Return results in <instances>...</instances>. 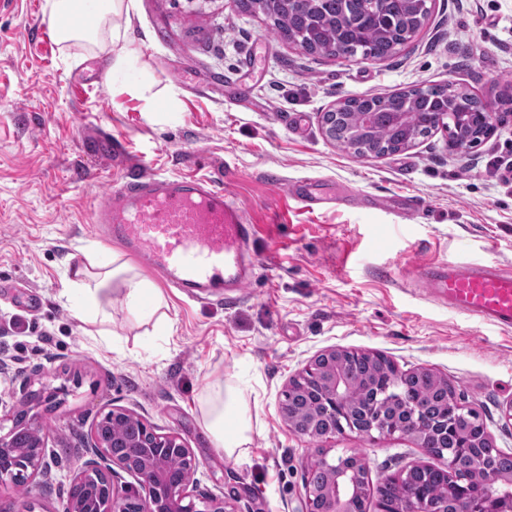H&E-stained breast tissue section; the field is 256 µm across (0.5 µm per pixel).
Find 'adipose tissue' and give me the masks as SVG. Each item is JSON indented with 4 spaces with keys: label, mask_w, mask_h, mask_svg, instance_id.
Returning <instances> with one entry per match:
<instances>
[{
    "label": "adipose tissue",
    "mask_w": 512,
    "mask_h": 512,
    "mask_svg": "<svg viewBox=\"0 0 512 512\" xmlns=\"http://www.w3.org/2000/svg\"><path fill=\"white\" fill-rule=\"evenodd\" d=\"M74 7L80 9L86 22L61 29L58 33L60 42L108 47L112 55V71L128 69L135 59L136 50L120 26L113 23L114 18L124 11V0H46L49 18L54 22ZM112 281L120 282L122 301L134 316L146 322L155 321L159 326L168 325L169 319L164 311L166 302L160 289L125 264L97 272L76 271L60 299L67 303L79 295L90 308L99 309V295ZM202 412L215 447L229 457L240 455L250 443L252 433L250 408L241 392L231 385H214L205 396Z\"/></svg>",
    "instance_id": "1"
}]
</instances>
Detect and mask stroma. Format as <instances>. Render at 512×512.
<instances>
[{
  "label": "stroma",
  "instance_id": "1",
  "mask_svg": "<svg viewBox=\"0 0 512 512\" xmlns=\"http://www.w3.org/2000/svg\"><path fill=\"white\" fill-rule=\"evenodd\" d=\"M44 0L0 11V413L24 393L57 389L29 409L49 433L50 469L26 490L0 485V512H63L103 410L135 412L178 432L198 462L192 490L234 499L237 512H303L315 448L281 415L289 379L331 347L380 352L399 369L447 376L497 447L512 448L500 410L512 402V329L434 301L415 284L431 261L495 260L512 268V117L474 149L442 131L385 155L327 139L337 101L452 82L497 102L512 89V0H432L417 35L388 59L309 55L235 0H125L119 23L139 53L110 75L108 53L50 48ZM144 173L208 176L259 233L257 275L240 295L192 299L164 288L171 332L139 323L118 294L105 319L61 304L64 269L128 261L88 222L93 199ZM321 196L295 199L296 187ZM380 196L384 207L331 204ZM414 197L418 211L402 208ZM97 330L108 340L94 341ZM239 387L252 441L225 457L208 438L201 399ZM359 453L371 483L433 458L407 435L351 432L324 440Z\"/></svg>",
  "mask_w": 512,
  "mask_h": 512
}]
</instances>
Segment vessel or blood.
Returning <instances> with one entry per match:
<instances>
[{"label": "vessel or blood", "instance_id": "obj_1", "mask_svg": "<svg viewBox=\"0 0 512 512\" xmlns=\"http://www.w3.org/2000/svg\"><path fill=\"white\" fill-rule=\"evenodd\" d=\"M90 223L103 241L119 242L142 266L199 297L240 292L254 278L255 226L211 178L128 179L92 203ZM417 275L435 300L512 328V271L500 263L437 262Z\"/></svg>", "mask_w": 512, "mask_h": 512}]
</instances>
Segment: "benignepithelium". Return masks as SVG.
<instances>
[{"instance_id":"benign-epithelium-1","label":"benign epithelium","mask_w":512,"mask_h":512,"mask_svg":"<svg viewBox=\"0 0 512 512\" xmlns=\"http://www.w3.org/2000/svg\"><path fill=\"white\" fill-rule=\"evenodd\" d=\"M345 106L343 100L322 113V129L331 141L335 140L336 115ZM481 106L490 120L473 126L469 133L471 145L496 131V113L484 102ZM345 355L343 349H327L288 383L291 392L315 395L311 420L326 422L325 434L331 437L336 435V418L344 412V396L358 386V381L344 374ZM116 421L129 425L131 441L138 452H129L125 442L112 438L111 425ZM90 438V457L77 467L71 482L82 492L67 498L65 512H236L226 497L195 499L189 491L190 483L167 467L166 459L174 456L186 470L197 468L195 457L178 433H159L138 415L112 407L94 421ZM47 439L48 434L35 418L21 413L0 415V483L8 480L16 486L27 485L47 473ZM315 466L322 467L323 481L316 486L305 485L307 512H351L354 472L336 473L335 459L326 450L312 455L310 467ZM121 472L133 476L138 488L119 489L117 479Z\"/></svg>"}]
</instances>
